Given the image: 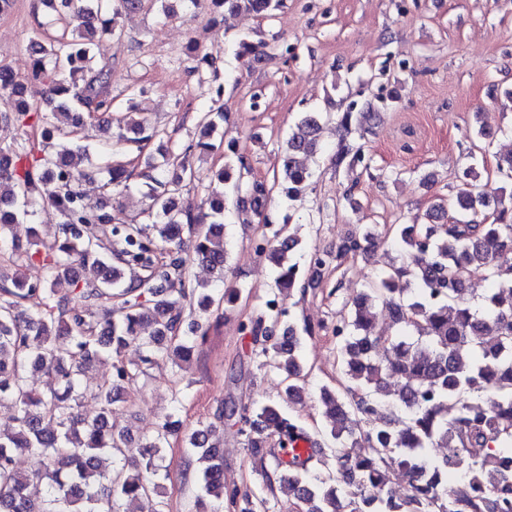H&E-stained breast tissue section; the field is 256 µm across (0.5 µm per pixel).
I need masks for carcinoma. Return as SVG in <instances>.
<instances>
[{
	"label": "carcinoma",
	"instance_id": "carcinoma-1",
	"mask_svg": "<svg viewBox=\"0 0 512 512\" xmlns=\"http://www.w3.org/2000/svg\"><path fill=\"white\" fill-rule=\"evenodd\" d=\"M45 0L51 11L39 27L45 40L31 46L33 70L46 89L42 103L26 95L12 71L0 65V121L39 130L29 147H0V250L37 260L46 280L30 284L7 277L0 265V402L14 409L15 428L0 434V512H120L122 499L140 500L147 512H164L157 499V460L168 436L181 421L165 417L157 434L141 444L139 455L129 454L127 438L112 431L114 392L132 382L140 370L114 365V378L93 388L83 384L90 367L105 356L120 354L132 342L143 351L142 362L169 359L176 366L190 361L197 336L207 329L194 323L192 336L183 331V302L201 285L188 274L192 259L224 276L227 242L224 211L228 196L242 215L273 226L268 209L273 193L288 202H301L310 189L312 170L303 160L323 153L320 141L327 112H303L281 147L280 170L271 184L252 177L248 158L235 141L224 142L230 155L212 172L204 201L207 211L175 206L182 184L196 178L194 155L215 145L211 134L223 126L224 77L206 54L196 55L197 67L212 69L211 109L203 117L200 137L179 152L159 143L147 154L138 174L149 200L156 236L128 225L112 228L121 244L122 265L85 236L88 224H112L108 211L84 203L80 190L82 162H91L87 147L62 144L47 152L56 135L69 136L83 128L90 112L112 109V68L100 64L92 52L96 36L121 33L120 18L158 4L170 14L168 0ZM211 10H228L254 18H270L281 0H192ZM270 45L248 36L238 41L240 53L265 55ZM377 116L372 105H350L339 119L347 134L364 138ZM160 138L142 109L131 105L126 127L112 133L113 150L134 145L138 151ZM336 169L352 172L371 168L364 146L344 138L333 155ZM109 184L128 188L132 172L117 162L107 168ZM477 164L468 165L452 196H440L426 209L419 224H366L336 247L315 251L316 268L341 266L348 258L368 254L377 240L392 238L401 255L397 264L374 274L352 300L342 305L334 326L343 364L340 388L321 391L327 421L328 448H315L304 460L283 461L272 455L273 474L290 501L305 506L299 512H512V192L490 198L478 190ZM57 185L50 199L61 214L54 240L43 247L38 238L27 247L14 242L13 225L40 205L38 186ZM271 263L277 268L279 289L306 291L309 281L298 255L297 231L283 224L262 235ZM149 271L147 278L125 277V267ZM482 269L495 287L480 292L471 282ZM67 291L81 294L84 312L65 307ZM123 301L112 307V298ZM104 304L103 317L88 315ZM382 305L390 320L387 333L376 328L373 309ZM284 316L268 306L249 321L250 335L269 343L268 355L286 373L288 399L300 396L303 377L302 338L290 325L280 329ZM154 324V334L139 336L141 326ZM42 369L47 389H34L27 371ZM401 384L388 390L386 378ZM90 397L100 405L91 421L78 408ZM224 420V411L217 422ZM217 422L200 423L186 434L189 444L208 461L201 475L204 493L217 500L210 512L229 502L234 512H256L248 491L228 489L223 482V459ZM239 432L265 466L266 444L272 435L280 447L307 436L295 420L277 407L264 404L251 412L241 409ZM441 444L460 448L446 457L430 458L425 450ZM45 459L43 473L28 475L15 467L17 452ZM119 458L120 465L102 470V456ZM328 457L335 469L309 473V464ZM397 460L407 493L395 498L385 491V466ZM48 479L44 498L26 493L31 481Z\"/></svg>",
	"mask_w": 512,
	"mask_h": 512
}]
</instances>
